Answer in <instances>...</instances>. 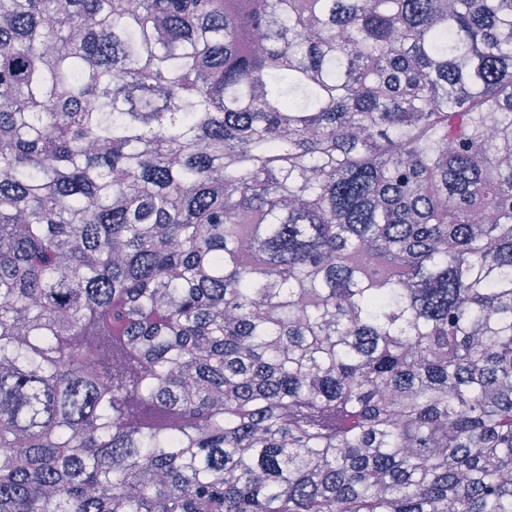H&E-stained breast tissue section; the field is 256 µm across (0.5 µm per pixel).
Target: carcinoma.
<instances>
[{
	"label": "carcinoma",
	"mask_w": 512,
	"mask_h": 512,
	"mask_svg": "<svg viewBox=\"0 0 512 512\" xmlns=\"http://www.w3.org/2000/svg\"><path fill=\"white\" fill-rule=\"evenodd\" d=\"M0 512H512V0H0Z\"/></svg>",
	"instance_id": "carcinoma-1"
}]
</instances>
